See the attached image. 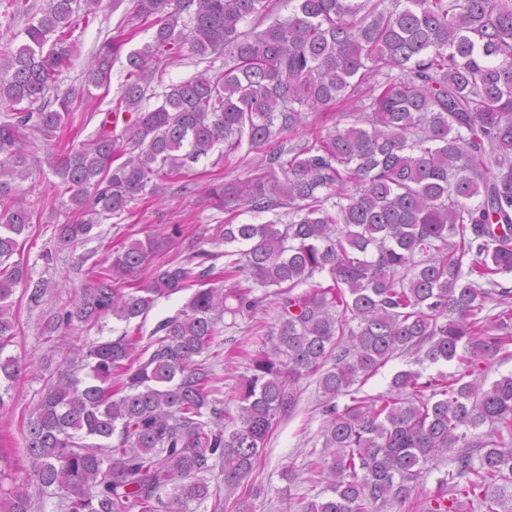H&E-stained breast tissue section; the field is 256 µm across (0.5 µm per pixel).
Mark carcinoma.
<instances>
[{"instance_id":"1","label":"carcinoma","mask_w":512,"mask_h":512,"mask_svg":"<svg viewBox=\"0 0 512 512\" xmlns=\"http://www.w3.org/2000/svg\"><path fill=\"white\" fill-rule=\"evenodd\" d=\"M293 2L282 18L277 0H133V17L156 30L128 53L109 112L135 120L120 131L105 120L94 139L61 153L54 146L78 92L108 87L121 49L122 39L105 40L80 89L59 90V74L81 54L74 32L96 19L102 0H49L22 44L0 45V409L19 377L15 358L1 357L15 336L11 296L29 282L23 261L10 259L44 204L17 182L41 163L60 179L55 191L69 194L56 225L61 249L218 144L228 163L244 144L269 153L242 184L212 187L215 206L290 216L224 225V245L241 247L224 251L226 288L209 286L214 265L203 266L204 251L119 288L181 236L174 224L166 237L94 264L79 298L57 308L51 332L109 315L129 323L199 285L155 328L148 357L138 353L137 330L92 343L30 411L29 478L65 491L64 512H190L211 496L217 465L224 491L243 489L232 512H252L251 474L295 412L301 380L319 375L333 400L403 353L454 360L458 370L424 382L401 371L386 396L325 405L313 471L329 495L284 512H458L463 499L512 512V374L489 386L476 376L479 364L512 357V289L497 280L512 272V0ZM29 12V0H0V29ZM185 50L210 65L144 110L166 61ZM353 100L356 111L333 126L316 123L295 144L288 137L304 114ZM317 273L331 284L310 282ZM257 286L276 288L278 322L270 349L251 359L236 413H222L201 356L224 314L256 309ZM209 414L224 416V426H211ZM449 452L453 469L435 491L420 489ZM0 512H31L27 491L0 484Z\"/></svg>"}]
</instances>
